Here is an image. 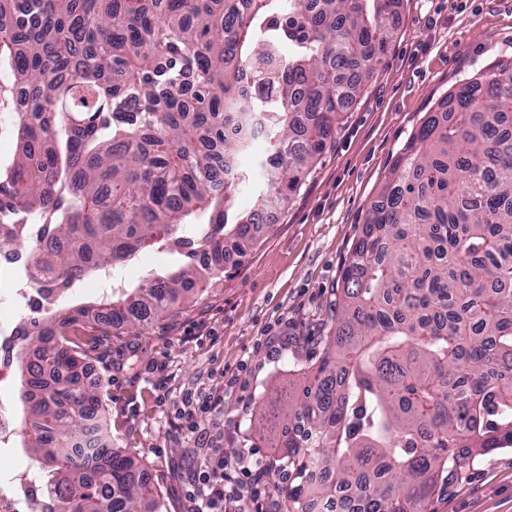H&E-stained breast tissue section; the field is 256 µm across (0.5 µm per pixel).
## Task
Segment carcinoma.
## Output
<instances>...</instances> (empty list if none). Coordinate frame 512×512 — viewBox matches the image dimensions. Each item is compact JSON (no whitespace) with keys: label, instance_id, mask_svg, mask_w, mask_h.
<instances>
[{"label":"carcinoma","instance_id":"1","mask_svg":"<svg viewBox=\"0 0 512 512\" xmlns=\"http://www.w3.org/2000/svg\"><path fill=\"white\" fill-rule=\"evenodd\" d=\"M400 0H0V246L44 224L35 285L53 294L156 246L187 261L97 305L58 308L20 356L39 474L67 512H166L118 448L75 456L102 407L81 372L86 317L138 329L225 268L322 154L393 36ZM265 146L266 191L235 210ZM336 326L298 396L260 430L287 512H423L477 451L512 446V59L422 117L370 202Z\"/></svg>","mask_w":512,"mask_h":512}]
</instances>
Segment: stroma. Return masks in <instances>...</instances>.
I'll use <instances>...</instances> for the list:
<instances>
[{"label": "stroma", "mask_w": 512, "mask_h": 512, "mask_svg": "<svg viewBox=\"0 0 512 512\" xmlns=\"http://www.w3.org/2000/svg\"><path fill=\"white\" fill-rule=\"evenodd\" d=\"M393 28L328 149L242 261L181 290L139 332L77 327L105 391L102 435L129 449L168 512H195L188 492L205 459L275 456L258 423L321 358L366 209L410 133L460 80L512 57V0H401ZM425 512H512V447L478 453Z\"/></svg>", "instance_id": "stroma-1"}]
</instances>
